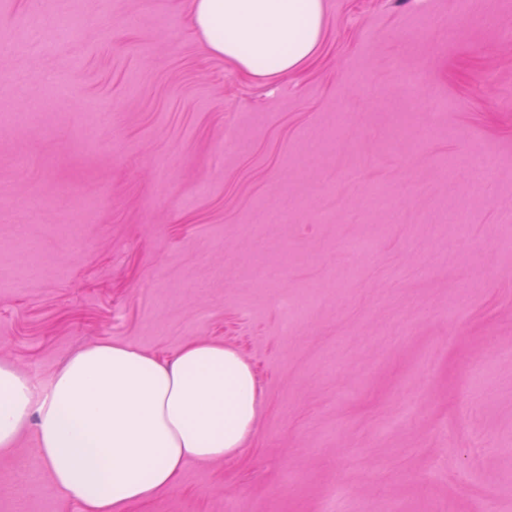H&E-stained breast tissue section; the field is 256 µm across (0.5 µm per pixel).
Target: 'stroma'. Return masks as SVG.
<instances>
[{
	"label": "stroma",
	"instance_id": "1",
	"mask_svg": "<svg viewBox=\"0 0 512 512\" xmlns=\"http://www.w3.org/2000/svg\"><path fill=\"white\" fill-rule=\"evenodd\" d=\"M458 2L325 0L262 84L188 0H0V363L215 340L257 373L241 454L127 512H512V0ZM36 446L0 512H80L42 465L18 497Z\"/></svg>",
	"mask_w": 512,
	"mask_h": 512
}]
</instances>
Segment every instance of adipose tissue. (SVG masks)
<instances>
[{"label":"adipose tissue","mask_w":512,"mask_h":512,"mask_svg":"<svg viewBox=\"0 0 512 512\" xmlns=\"http://www.w3.org/2000/svg\"><path fill=\"white\" fill-rule=\"evenodd\" d=\"M186 22L208 55L261 82L305 70L328 30L323 0H190ZM258 408L250 363L212 341L170 361L98 343L39 390L0 364V450L34 424L39 457L81 512H123L172 487L188 460L237 457Z\"/></svg>","instance_id":"1"}]
</instances>
